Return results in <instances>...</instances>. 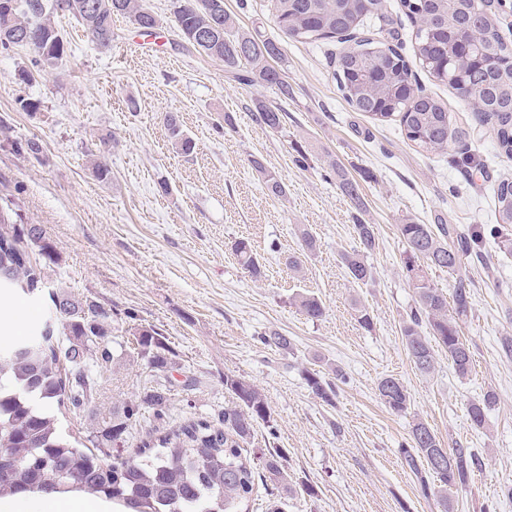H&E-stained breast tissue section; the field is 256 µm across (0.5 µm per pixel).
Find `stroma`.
<instances>
[{"instance_id":"35a3bbf8","label":"stroma","mask_w":512,"mask_h":512,"mask_svg":"<svg viewBox=\"0 0 512 512\" xmlns=\"http://www.w3.org/2000/svg\"><path fill=\"white\" fill-rule=\"evenodd\" d=\"M147 4L161 21L153 35L119 17L105 50L75 18L54 16L66 53L49 69H37L28 49L0 48V204L12 203L55 245L61 262L52 281L97 299L112 318L113 340L139 325L167 339L176 354L165 375L174 417L223 410L225 374L255 385L271 422L256 425L248 450L283 453L292 487L283 512H441L399 453L417 420L443 447L473 449L484 461L466 487L449 491L455 512H512L503 495L512 486V354L504 348L512 339V252L499 248L512 225L497 223L493 195L500 177H512V160L500 155L493 131L417 66V86L441 98L464 132L445 154L422 151L399 117L378 120L346 102L335 72L347 43L283 35L270 0H225V7L240 28L278 40L294 89L285 102L272 89L231 81L221 62L187 46L173 0ZM384 5L361 36L413 59V24L400 0ZM257 97L287 110L284 131L256 122ZM170 112L196 143L191 155L169 142ZM30 141L39 153L27 151ZM297 145L309 153L307 169L293 163ZM329 155L357 181L364 217L375 226L378 246L367 257L374 278L366 283L354 282L342 262L358 243L353 205L325 162ZM254 156L284 183L286 197L268 194ZM97 160L110 168L108 180L97 178ZM406 215L480 236L458 274L425 270L447 294L457 278L470 284L472 309L460 323L473 359L466 378L444 350L425 375L404 348L401 325L414 300L397 231ZM306 233L316 242L310 253L302 250ZM241 238L262 264L261 279L232 251ZM292 256L300 273L288 268ZM306 293L324 304L320 320L295 305ZM357 302L370 311L373 331L359 326ZM16 310L23 320L0 325V344L39 335L49 300L11 295L0 315ZM276 336L289 347L275 346ZM313 369L335 380L333 403L308 387L304 373ZM145 372L136 355L116 357L102 373L95 407L64 413L62 424L82 438L111 421L138 394ZM385 377L407 388L406 413L381 403L377 384ZM489 390L498 402L479 429L468 408Z\"/></svg>"}]
</instances>
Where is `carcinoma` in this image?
I'll use <instances>...</instances> for the list:
<instances>
[{"instance_id": "1", "label": "carcinoma", "mask_w": 512, "mask_h": 512, "mask_svg": "<svg viewBox=\"0 0 512 512\" xmlns=\"http://www.w3.org/2000/svg\"><path fill=\"white\" fill-rule=\"evenodd\" d=\"M6 14L0 11V46L9 48L27 37L34 62L45 66L63 58V38L51 22L54 0H14ZM68 14L75 17L99 48L112 46V20L118 16L150 23L154 20L146 0H71ZM214 0H174V18L180 32L196 33L187 45L224 63V72L240 84L269 87L282 100L294 90L283 68L279 44L270 38L236 28L232 15L214 14ZM401 0L406 15L417 26L415 57L433 78L447 83L458 94L472 88L480 96L473 108L479 122L492 128L500 154L512 159V40L506 39L493 7L483 0ZM279 29L293 38L312 42L332 33L353 37L363 17L382 12L383 0H271ZM336 80L347 103L356 111L388 118L399 114L407 138L418 148L439 154L457 140L459 129L448 106L422 91L412 93L408 62L393 48L362 39L338 61ZM257 121L273 132L283 131L287 112L261 99L254 102ZM172 147L189 155L194 142L183 130L179 115L165 116ZM252 167L263 177L268 192L286 195L283 183L254 157ZM339 189L354 202V232L358 249L344 257L349 276L357 282L373 277L366 258L378 246L374 225L362 218L364 202L359 185L334 161ZM497 221L512 224V179L499 181L495 190ZM407 245L406 272L414 271L413 259L455 274L470 243L454 237L446 224H420L406 218L397 225ZM233 251L252 277L262 269L250 242L239 239ZM60 263L55 246L36 224H24L19 213L0 207V294L19 289L28 296L42 292L51 266ZM415 290L414 307L401 329L402 341L414 366L428 374L434 369L435 348L448 353V362L464 378L472 369L470 348L460 336L459 321L471 310V289L456 282L452 296L423 276L410 277ZM52 309L62 322L56 336L43 333L31 340L0 346V454L14 466L0 470V498L23 492H84L111 501L123 512H248L247 502L255 482L281 498L288 494V474L283 455L270 450L254 458L245 445L254 424L270 423V408L253 384L231 373L224 374V388L234 395V405L224 408L218 422L206 418L155 427L151 420L165 414L167 388L153 380L144 383L138 395L116 412L112 422L90 434L93 449L65 431L48 410L84 409L90 406L104 366L114 360L109 348L110 316L94 299L74 298L55 291L48 294ZM295 303L310 320H319L325 307L312 295H300ZM429 327L430 335L423 334ZM134 350L155 374L175 364V353L165 337L153 327H136ZM312 392L327 404L336 396V386L320 373L306 372ZM378 396L392 412L407 411L410 396L398 379L386 377L377 385ZM497 402L493 391L469 408L472 424L484 427L486 414ZM143 430L134 457L112 461V445ZM402 462L419 480L426 496L439 495L443 512H452L448 489L464 487L482 459L468 448H444L428 424L411 427L410 442L400 449Z\"/></svg>"}]
</instances>
